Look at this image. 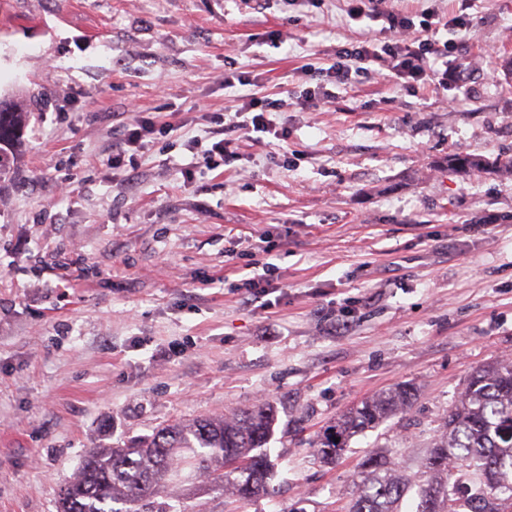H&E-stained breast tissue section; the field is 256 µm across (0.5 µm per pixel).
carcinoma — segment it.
I'll use <instances>...</instances> for the list:
<instances>
[{
    "instance_id": "cac0c4a2",
    "label": "carcinoma",
    "mask_w": 512,
    "mask_h": 512,
    "mask_svg": "<svg viewBox=\"0 0 512 512\" xmlns=\"http://www.w3.org/2000/svg\"><path fill=\"white\" fill-rule=\"evenodd\" d=\"M36 96L0 101V179L10 168L5 151L23 136ZM448 168L464 175L488 165L512 175V159L489 161L452 154ZM410 384L362 400L340 415L318 441V455L334 461L349 441L410 409ZM277 411L259 402L232 416L169 425L150 436L87 451L77 477L65 484L57 512H141L140 506L185 469L213 475L218 486L243 502L274 492V464L265 450ZM348 512H401L411 489L417 512H512V359L471 372L448 419L420 464L418 478L401 473L384 451L366 453Z\"/></svg>"
}]
</instances>
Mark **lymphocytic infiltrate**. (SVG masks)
Masks as SVG:
<instances>
[{
	"mask_svg": "<svg viewBox=\"0 0 512 512\" xmlns=\"http://www.w3.org/2000/svg\"><path fill=\"white\" fill-rule=\"evenodd\" d=\"M348 2L347 22L359 24L366 36L337 48L330 67L308 71V85L295 97L300 109L329 103L333 85L361 77L415 91L425 86L444 89L463 81V71L449 63L448 55L472 38L476 27L473 14L449 18L427 11L417 20L390 7L388 0ZM444 31L449 32V39H441ZM283 106L280 99L247 95L235 112L225 114L221 128L212 132L210 147L197 153L196 168L213 170L235 160V142L240 135L275 132L274 116Z\"/></svg>",
	"mask_w": 512,
	"mask_h": 512,
	"instance_id": "lymphocytic-infiltrate-1",
	"label": "lymphocytic infiltrate"
}]
</instances>
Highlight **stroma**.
<instances>
[{"instance_id":"1","label":"stroma","mask_w":512,"mask_h":512,"mask_svg":"<svg viewBox=\"0 0 512 512\" xmlns=\"http://www.w3.org/2000/svg\"><path fill=\"white\" fill-rule=\"evenodd\" d=\"M345 8L0 0V100L42 97L0 181V512H57L88 448L263 400L275 494L241 504L187 470L155 504L345 512L368 450L418 475L467 375L512 358V176L445 164L512 156V0H487L452 54L462 84L336 86L278 113L285 141L242 138L237 160L184 177L190 138L247 92L225 69L286 98L364 39ZM146 114L171 132L113 169L114 128ZM401 383L407 412L318 461L341 413Z\"/></svg>"}]
</instances>
